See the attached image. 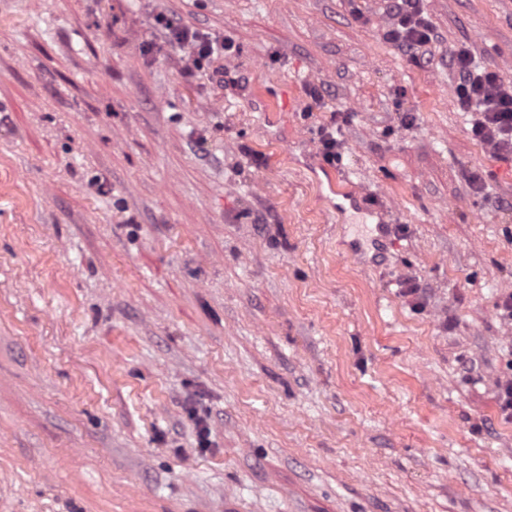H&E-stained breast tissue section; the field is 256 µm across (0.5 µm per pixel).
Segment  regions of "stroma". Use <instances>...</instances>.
<instances>
[{
    "instance_id": "stroma-1",
    "label": "stroma",
    "mask_w": 512,
    "mask_h": 512,
    "mask_svg": "<svg viewBox=\"0 0 512 512\" xmlns=\"http://www.w3.org/2000/svg\"><path fill=\"white\" fill-rule=\"evenodd\" d=\"M385 8L0 0V512H512V181L449 64L512 81V0H423L416 60ZM158 25H161L178 44L189 46L192 53V65L196 68H202L205 61L209 60L214 54L229 51L232 48L230 44L221 43L218 45L206 34L195 30L185 29L175 24L170 18L160 16ZM332 126H323L319 132V146L322 159L328 165H335L339 160V144L331 131Z\"/></svg>"
}]
</instances>
